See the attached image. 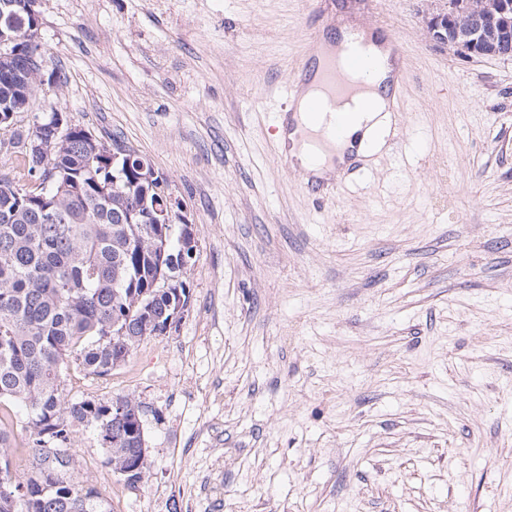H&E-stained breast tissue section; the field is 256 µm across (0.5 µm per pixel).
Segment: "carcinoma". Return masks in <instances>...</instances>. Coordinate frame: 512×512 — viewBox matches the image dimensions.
Segmentation results:
<instances>
[{
    "mask_svg": "<svg viewBox=\"0 0 512 512\" xmlns=\"http://www.w3.org/2000/svg\"><path fill=\"white\" fill-rule=\"evenodd\" d=\"M0 73V404L21 402L30 469L0 512H110L75 471L74 432L90 428L103 463L129 486L150 463L143 455L141 402L65 400L60 378L71 359L105 376L145 339L159 336L190 289L191 249L173 225L150 219L171 198L166 179L134 148L128 172L112 182L116 139L79 123L52 138L55 113L33 112L42 85ZM14 447L0 418V470ZM62 456L48 461V449Z\"/></svg>",
    "mask_w": 512,
    "mask_h": 512,
    "instance_id": "carcinoma-1",
    "label": "carcinoma"
}]
</instances>
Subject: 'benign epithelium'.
I'll use <instances>...</instances> for the list:
<instances>
[{
    "label": "benign epithelium",
    "instance_id": "benign-epithelium-1",
    "mask_svg": "<svg viewBox=\"0 0 512 512\" xmlns=\"http://www.w3.org/2000/svg\"><path fill=\"white\" fill-rule=\"evenodd\" d=\"M10 6L36 18L33 29L19 39L12 32L0 30V70L8 72L11 62L20 52L16 44L24 41L31 47L41 44L39 15L36 3L13 0ZM432 38L449 49L471 57H497V47L512 42V0H448L446 9L427 21Z\"/></svg>",
    "mask_w": 512,
    "mask_h": 512
}]
</instances>
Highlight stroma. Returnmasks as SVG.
I'll return each instance as SVG.
<instances>
[{
    "mask_svg": "<svg viewBox=\"0 0 512 512\" xmlns=\"http://www.w3.org/2000/svg\"><path fill=\"white\" fill-rule=\"evenodd\" d=\"M310 0H37L46 100L133 146L191 224L190 305L70 399L131 394L136 487L77 429L111 512H512V58L434 42L439 0H327L409 54L395 153L313 203L270 127Z\"/></svg>",
    "mask_w": 512,
    "mask_h": 512,
    "instance_id": "35a3bbf8",
    "label": "stroma"
}]
</instances>
